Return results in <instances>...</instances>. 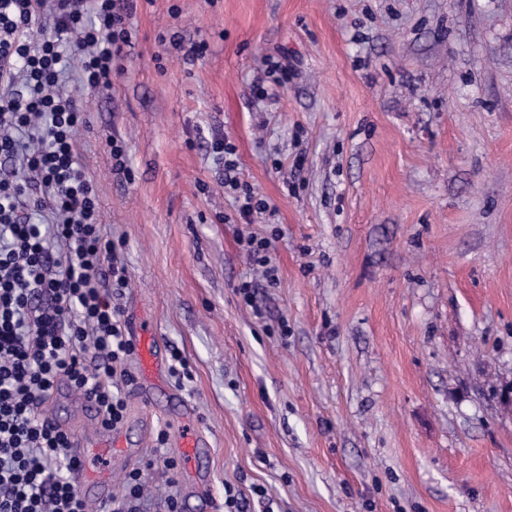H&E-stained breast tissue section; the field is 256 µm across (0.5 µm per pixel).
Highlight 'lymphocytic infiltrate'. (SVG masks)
<instances>
[{"instance_id": "f902f5d3", "label": "lymphocytic infiltrate", "mask_w": 512, "mask_h": 512, "mask_svg": "<svg viewBox=\"0 0 512 512\" xmlns=\"http://www.w3.org/2000/svg\"><path fill=\"white\" fill-rule=\"evenodd\" d=\"M135 0H0V512H88L71 434L44 413L60 385L90 397L104 428L124 420L134 345L113 294L128 287L78 157L89 124L78 83L122 74ZM224 188L249 218L269 210L215 140Z\"/></svg>"}]
</instances>
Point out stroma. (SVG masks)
<instances>
[{
    "mask_svg": "<svg viewBox=\"0 0 512 512\" xmlns=\"http://www.w3.org/2000/svg\"><path fill=\"white\" fill-rule=\"evenodd\" d=\"M129 23L111 92L75 89L124 317L167 366L152 384L128 359L113 496L162 429L176 482L155 464L140 512L171 491L180 512H224L228 486L243 512H512V0H139ZM175 26L203 57L164 51ZM270 55L290 73L261 99ZM222 136L265 214L239 216ZM47 413L104 434L69 388ZM187 422L209 442L203 498ZM240 242L241 244L245 243L246 251L253 257L254 261L260 266L265 267V276L273 283L276 280V269L270 266L271 260L268 255L270 243L268 239L249 235L246 239H240Z\"/></svg>",
    "mask_w": 512,
    "mask_h": 512,
    "instance_id": "1",
    "label": "stroma"
}]
</instances>
